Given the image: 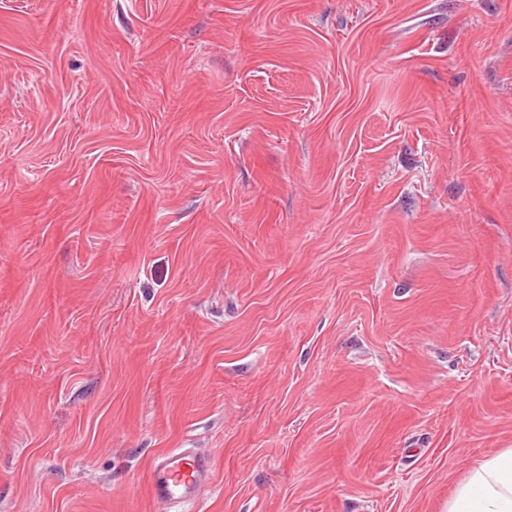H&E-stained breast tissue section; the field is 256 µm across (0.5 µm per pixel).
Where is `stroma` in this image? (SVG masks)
<instances>
[{"label":"stroma","mask_w":512,"mask_h":512,"mask_svg":"<svg viewBox=\"0 0 512 512\" xmlns=\"http://www.w3.org/2000/svg\"><path fill=\"white\" fill-rule=\"evenodd\" d=\"M442 512L512 448V0H0V512ZM213 480L210 461L170 451L159 458L151 473L149 494L153 502L192 503L203 486Z\"/></svg>","instance_id":"1"}]
</instances>
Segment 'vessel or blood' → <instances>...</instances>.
Returning a JSON list of instances; mask_svg holds the SVG:
<instances>
[{
  "mask_svg": "<svg viewBox=\"0 0 512 512\" xmlns=\"http://www.w3.org/2000/svg\"><path fill=\"white\" fill-rule=\"evenodd\" d=\"M212 480L210 461L171 451L155 462L149 494L157 503H191L198 499L200 489Z\"/></svg>",
  "mask_w": 512,
  "mask_h": 512,
  "instance_id": "vessel-or-blood-1",
  "label": "vessel or blood"
}]
</instances>
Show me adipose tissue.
Masks as SVG:
<instances>
[{"label":"adipose tissue","instance_id":"1","mask_svg":"<svg viewBox=\"0 0 512 512\" xmlns=\"http://www.w3.org/2000/svg\"><path fill=\"white\" fill-rule=\"evenodd\" d=\"M444 512H512V448L471 467Z\"/></svg>","mask_w":512,"mask_h":512}]
</instances>
